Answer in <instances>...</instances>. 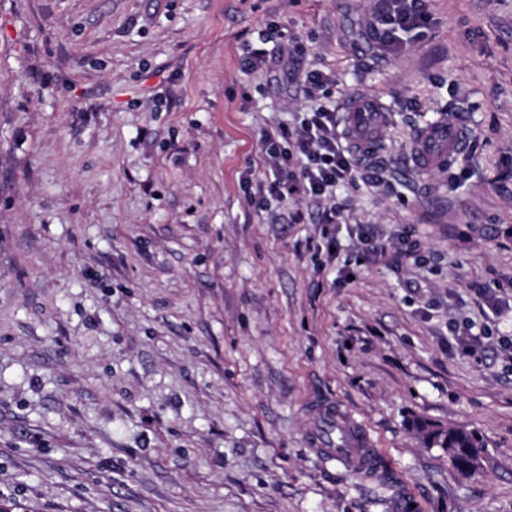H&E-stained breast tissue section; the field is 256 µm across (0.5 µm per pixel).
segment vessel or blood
Returning a JSON list of instances; mask_svg holds the SVG:
<instances>
[{"instance_id":"obj_1","label":"vessel or blood","mask_w":512,"mask_h":512,"mask_svg":"<svg viewBox=\"0 0 512 512\" xmlns=\"http://www.w3.org/2000/svg\"><path fill=\"white\" fill-rule=\"evenodd\" d=\"M341 125L356 155L370 157L380 150L382 133L388 123V115L381 102L368 96H351L341 106ZM469 145L464 125L458 121L439 120L418 132L413 142V159L416 165L427 166L452 158ZM322 420L337 424L345 430L349 447L340 450L331 447L324 434H314L311 444L326 459L343 462L353 473L361 477L376 476L381 461L370 446L362 424L352 414L342 412L331 405L319 408Z\"/></svg>"}]
</instances>
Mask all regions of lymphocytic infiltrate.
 <instances>
[{
  "label": "lymphocytic infiltrate",
  "instance_id": "1",
  "mask_svg": "<svg viewBox=\"0 0 512 512\" xmlns=\"http://www.w3.org/2000/svg\"><path fill=\"white\" fill-rule=\"evenodd\" d=\"M431 16L424 0H386V8L375 17L374 32L381 46L398 48L406 33L428 27ZM306 93L317 99L318 105L305 116L294 131L284 129L265 132L261 143L264 163L270 173L268 179L258 180L259 192L271 193L282 199H314L323 201L318 226L320 246L327 258H335L337 250L336 226L340 210L330 204L337 185L363 179L371 186L386 185L383 166L360 169L359 161L338 131L336 104L326 99L333 74L319 69L303 75ZM287 138L289 151L280 153L277 138Z\"/></svg>",
  "mask_w": 512,
  "mask_h": 512
}]
</instances>
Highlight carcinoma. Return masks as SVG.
Instances as JSON below:
<instances>
[{
	"mask_svg": "<svg viewBox=\"0 0 512 512\" xmlns=\"http://www.w3.org/2000/svg\"><path fill=\"white\" fill-rule=\"evenodd\" d=\"M409 427L426 447L440 449L461 474L470 475L479 469L486 443L477 432L463 426L447 428L417 416L409 420Z\"/></svg>",
	"mask_w": 512,
	"mask_h": 512,
	"instance_id": "cac0c4a2",
	"label": "carcinoma"
}]
</instances>
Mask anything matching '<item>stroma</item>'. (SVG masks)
Returning a JSON list of instances; mask_svg holds the SVG:
<instances>
[{
  "label": "stroma",
  "instance_id": "obj_1",
  "mask_svg": "<svg viewBox=\"0 0 512 512\" xmlns=\"http://www.w3.org/2000/svg\"><path fill=\"white\" fill-rule=\"evenodd\" d=\"M383 0H0V497L13 512H512V0H428L398 52ZM266 35L267 66L242 46ZM305 52L289 57L288 40ZM380 98L389 186L259 195L261 137ZM461 120L452 165L417 131ZM302 223H290L293 211ZM369 227L386 251L360 265ZM416 246L401 252L404 233ZM481 341L462 349L455 325ZM362 421L382 473L309 442ZM480 432L459 474L409 428ZM469 145L464 125L459 121L438 120L418 132L413 142V159L418 166L450 160ZM340 208L336 207V203L323 207L319 219L320 244L317 249L322 251L324 248L327 259L332 260L336 257L337 239L336 224H339Z\"/></svg>",
  "mask_w": 512,
  "mask_h": 512
}]
</instances>
